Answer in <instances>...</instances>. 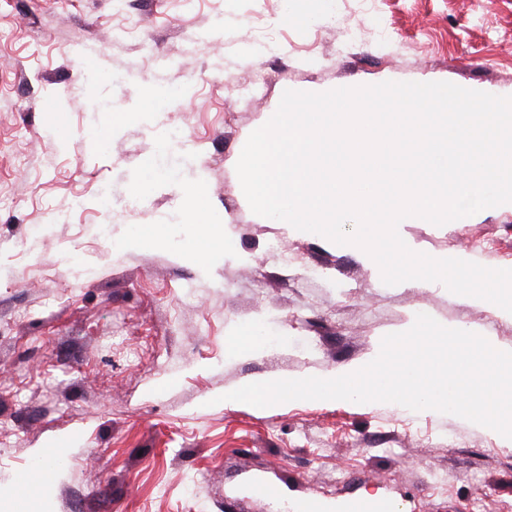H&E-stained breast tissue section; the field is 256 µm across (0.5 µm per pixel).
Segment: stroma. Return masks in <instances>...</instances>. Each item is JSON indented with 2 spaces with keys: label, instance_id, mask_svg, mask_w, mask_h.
Instances as JSON below:
<instances>
[{
  "label": "stroma",
  "instance_id": "obj_1",
  "mask_svg": "<svg viewBox=\"0 0 512 512\" xmlns=\"http://www.w3.org/2000/svg\"><path fill=\"white\" fill-rule=\"evenodd\" d=\"M385 81L512 96V0H0V512H296L369 494L395 512H512V444L487 427L395 403L219 400L365 364L420 313L512 351L496 305L386 285L360 253L250 209L235 166L286 90ZM151 86L169 96L146 111ZM196 183L206 224L184 210ZM154 227L165 243L144 241ZM398 232L512 267V203ZM246 323L257 346L230 354Z\"/></svg>",
  "mask_w": 512,
  "mask_h": 512
}]
</instances>
